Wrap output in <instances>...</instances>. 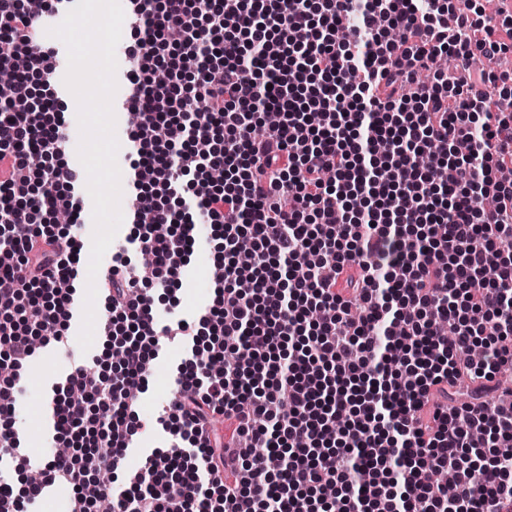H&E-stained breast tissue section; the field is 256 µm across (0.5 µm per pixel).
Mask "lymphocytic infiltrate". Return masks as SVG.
<instances>
[{
    "label": "lymphocytic infiltrate",
    "mask_w": 512,
    "mask_h": 512,
    "mask_svg": "<svg viewBox=\"0 0 512 512\" xmlns=\"http://www.w3.org/2000/svg\"><path fill=\"white\" fill-rule=\"evenodd\" d=\"M341 1L137 0L130 186L152 221L128 242L152 263L112 257L105 344L129 362L108 373L69 336L81 245L35 221L63 196L81 212L64 116L29 78L50 72L53 49L26 0H0V40L28 58L18 71L0 57L13 101L0 110L1 453L18 444L35 331L52 325L46 342L70 361L50 400L72 450L43 462L28 503L64 486L72 512H95L85 448L121 470L152 423L173 450L123 492L103 487L112 512H512V408L434 400L467 380L495 395L512 366V180L499 176L512 120L490 108L512 73L475 64L512 53V26L453 0ZM349 13L354 37L338 38ZM271 110L278 121L255 134ZM195 209L219 238L221 275L208 312L165 322L152 294L180 287ZM485 334V358L459 362ZM165 340L186 356L175 397L147 421L139 395ZM218 418L230 437L214 435Z\"/></svg>",
    "instance_id": "lymphocytic-infiltrate-1"
}]
</instances>
